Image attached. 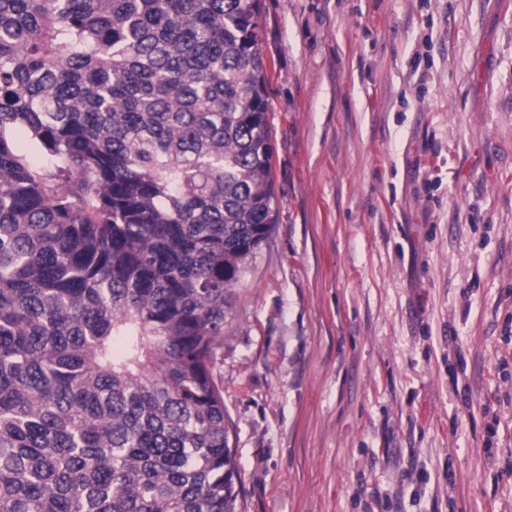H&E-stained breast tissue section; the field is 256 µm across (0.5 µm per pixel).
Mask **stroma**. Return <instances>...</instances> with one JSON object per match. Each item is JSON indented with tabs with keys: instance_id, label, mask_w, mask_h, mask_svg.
Here are the masks:
<instances>
[{
	"instance_id": "obj_1",
	"label": "stroma",
	"mask_w": 512,
	"mask_h": 512,
	"mask_svg": "<svg viewBox=\"0 0 512 512\" xmlns=\"http://www.w3.org/2000/svg\"><path fill=\"white\" fill-rule=\"evenodd\" d=\"M277 224L224 328L241 512H512V0H259Z\"/></svg>"
}]
</instances>
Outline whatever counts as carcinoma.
<instances>
[{
    "instance_id": "1",
    "label": "carcinoma",
    "mask_w": 512,
    "mask_h": 512,
    "mask_svg": "<svg viewBox=\"0 0 512 512\" xmlns=\"http://www.w3.org/2000/svg\"><path fill=\"white\" fill-rule=\"evenodd\" d=\"M260 32L258 0H0V512H237L217 367L277 223Z\"/></svg>"
}]
</instances>
